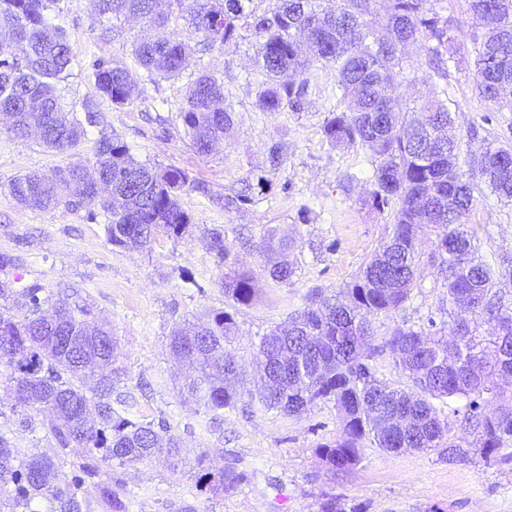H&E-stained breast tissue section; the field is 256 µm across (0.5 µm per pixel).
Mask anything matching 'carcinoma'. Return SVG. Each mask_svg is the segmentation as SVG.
<instances>
[{
  "instance_id": "carcinoma-1",
  "label": "carcinoma",
  "mask_w": 512,
  "mask_h": 512,
  "mask_svg": "<svg viewBox=\"0 0 512 512\" xmlns=\"http://www.w3.org/2000/svg\"><path fill=\"white\" fill-rule=\"evenodd\" d=\"M59 2L0 0V27L11 33L10 40L0 41V112L12 113L14 136L35 132L46 148L65 153L100 121L95 101L83 102L79 117L64 108L56 92L70 62L67 31L56 23ZM253 2L95 0V6L100 15H136L157 27L184 18L202 33L208 48L255 37L256 63L264 76L256 104L263 112L303 111L311 64L335 69L346 109L329 113L323 134L334 147L366 146L376 157L369 202L377 210L394 209L388 239L347 284V300L313 287L304 309L262 339L261 404L300 418L318 402L334 401L342 434L321 446L320 455L335 470L356 465L366 439L388 453L445 448L448 457L459 460L498 452L512 442V389L496 384L512 378V312L504 311L495 270L477 257L465 216L483 185L498 198L512 200V159L502 158L512 146L489 147L468 158L464 170L458 142L442 135L452 125L448 100L433 91L420 107L409 108L396 95L408 66L405 47L419 37L428 42L427 64L447 76L440 64L448 45V18L436 10V0H386L382 13L374 8L376 0H336L331 9L321 8L319 0H268L263 10ZM468 2L477 28L471 39L476 89L512 110V98L503 97L512 86V0ZM188 50L173 33L138 43L134 55L148 83L156 86L180 77ZM92 68L98 97L117 106L145 98V88L132 82L120 63L98 57ZM181 119L202 155L230 136L233 112L224 107V87L214 75L202 73L191 83ZM94 158L95 172L112 183L105 194L94 189L81 163L13 179L10 193L32 208L64 203L87 209L91 220L106 214V237L117 247H144L160 231L175 238L186 233L191 217L181 195L199 185L185 170L139 162L126 143L103 131ZM421 224L439 229L431 259L452 306L456 339L451 356L448 338L432 317L419 329L399 328L378 337L376 319L399 312L410 298L422 256ZM293 246L269 229L258 250L268 256ZM268 274L289 284L295 270L286 261H274ZM224 295L251 304L256 299L252 274H224ZM12 297L27 309L22 316L0 310V369L13 384L12 412L27 428L23 409L50 410L57 447L64 454L81 448L86 457L71 473L60 474L44 455L18 459L11 438L0 431V485L11 488L0 512H40L43 499L54 501L59 512H81L90 507V486L108 500L112 512H128L125 500L100 481L102 469L160 453L176 456L182 439L169 433L164 418L133 421L113 407L119 368L87 385L96 368L114 362L115 346L112 331L91 318L88 305L68 295L54 299L38 284L17 291L0 279V298ZM480 317L496 322L491 335H477ZM234 329L233 315L217 311L194 331L176 328L170 336L172 356L195 368L181 392L207 411L239 401L234 381L241 376L240 366L224 349ZM387 351L407 378L404 388L380 378L377 360ZM491 402L496 410L489 412ZM438 403L448 415L439 416ZM458 426L473 435L472 442L464 446L456 440Z\"/></svg>"
}]
</instances>
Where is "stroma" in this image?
<instances>
[{"mask_svg":"<svg viewBox=\"0 0 512 512\" xmlns=\"http://www.w3.org/2000/svg\"><path fill=\"white\" fill-rule=\"evenodd\" d=\"M60 6L71 61L58 94L70 109H80L94 96L91 63L96 57L123 63L139 83L145 72L133 54L135 43L168 31L193 47L181 77L160 81L147 99L123 107L106 99L97 102L104 128L118 135L135 159L160 169H185L208 187L205 195H182L191 225L180 238L161 232L145 248L125 250L108 242L105 217L91 221L86 210L63 204L49 209L20 205L8 189L12 179L92 161L97 134L89 132L75 149L61 154L36 138L14 136L0 115V253L16 259L0 277L17 289L32 282L50 293L78 287L95 317L112 327L122 371L117 388L134 393L135 417L166 419L183 440L176 457L113 467L129 512H183L188 505L196 512H325L330 502L340 512L354 506L359 512H512L510 459L495 454L451 461L436 451L385 453L366 442L356 466L334 470L320 457L321 446L342 433L334 403H318L296 419L264 409L258 401L253 380L261 339L303 309L309 287L332 294L345 288L391 230V211L367 203L374 188L373 153L361 146H331L322 132L328 112L345 107L335 70L312 65L304 111L263 112L255 105L262 76L254 39L201 52L195 48L200 34L182 19L161 30L139 20L97 15L93 0H61ZM438 7L453 27L444 51L448 75L440 77L427 67L423 43L413 44L406 51L412 69L398 87L400 95L413 107L429 90L445 91L462 154H477L492 144L512 146V111L483 99L475 88L468 0H440ZM106 28L113 29L112 39H101ZM203 73L223 82L224 105L234 117L230 138L208 155L196 152L180 118L189 84ZM275 143L282 145L283 159L274 168L269 149ZM260 176L265 186H256ZM244 189L251 201L239 210L227 212L212 201ZM466 222L484 261L512 255V202L477 192ZM271 227L295 241L288 255L295 269L292 284L273 281L257 249ZM213 228L224 233L227 253L221 259L207 246ZM232 270L253 274L258 294L251 304L225 298L224 275ZM446 298L434 267L421 263L405 310L382 319L380 334L426 325ZM222 310L236 322L225 347L247 382L239 388L235 408L213 413L181 397L187 371L175 365L168 343L175 326H192ZM14 403L12 387L0 377L1 430H13ZM27 417L33 432L13 430L20 456L39 452L58 459L62 472H69L76 456H60L47 430L49 412L33 407ZM202 453L207 456L203 464L198 461ZM204 470L214 477L206 487L198 482ZM228 471L239 480L221 486L217 478Z\"/></svg>","mask_w":512,"mask_h":512,"instance_id":"35a3bbf8","label":"stroma"}]
</instances>
